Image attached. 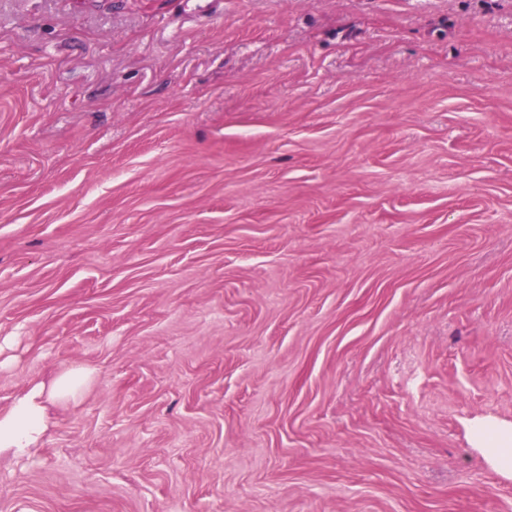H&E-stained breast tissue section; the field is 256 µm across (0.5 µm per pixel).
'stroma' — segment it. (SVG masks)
Returning a JSON list of instances; mask_svg holds the SVG:
<instances>
[{
  "instance_id": "35a3bbf8",
  "label": "stroma",
  "mask_w": 512,
  "mask_h": 512,
  "mask_svg": "<svg viewBox=\"0 0 512 512\" xmlns=\"http://www.w3.org/2000/svg\"><path fill=\"white\" fill-rule=\"evenodd\" d=\"M0 512H512V0H0ZM85 377L87 376L83 372L68 371L56 379L50 393L55 397L73 395L80 384L81 378ZM44 388L35 387L20 397L12 409L0 416V446L26 448L45 432L48 421L43 404ZM3 445V446H2Z\"/></svg>"
}]
</instances>
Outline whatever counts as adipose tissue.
Returning <instances> with one entry per match:
<instances>
[{"mask_svg": "<svg viewBox=\"0 0 512 512\" xmlns=\"http://www.w3.org/2000/svg\"><path fill=\"white\" fill-rule=\"evenodd\" d=\"M44 391L40 387L33 388L20 397L8 413L0 416V446L23 451L45 432L48 421Z\"/></svg>", "mask_w": 512, "mask_h": 512, "instance_id": "adipose-tissue-1", "label": "adipose tissue"}]
</instances>
